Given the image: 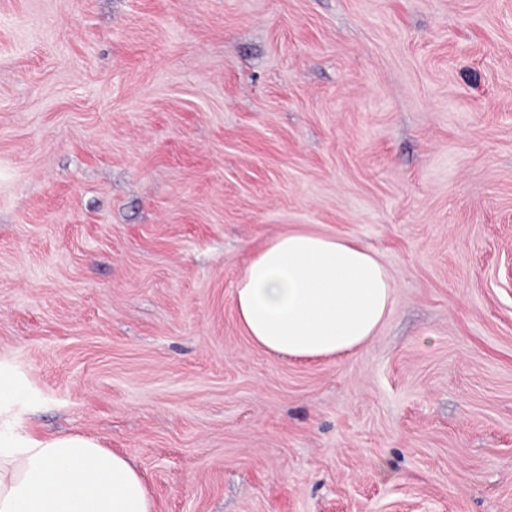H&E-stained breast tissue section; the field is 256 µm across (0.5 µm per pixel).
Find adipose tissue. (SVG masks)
I'll use <instances>...</instances> for the list:
<instances>
[{
  "mask_svg": "<svg viewBox=\"0 0 512 512\" xmlns=\"http://www.w3.org/2000/svg\"><path fill=\"white\" fill-rule=\"evenodd\" d=\"M259 349L297 360L367 346L392 305L387 269L367 248L302 229L269 239L234 288ZM0 512H154L145 479L92 438L0 434Z\"/></svg>",
  "mask_w": 512,
  "mask_h": 512,
  "instance_id": "adipose-tissue-1",
  "label": "adipose tissue"
}]
</instances>
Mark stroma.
<instances>
[{"label": "stroma", "mask_w": 512, "mask_h": 512, "mask_svg": "<svg viewBox=\"0 0 512 512\" xmlns=\"http://www.w3.org/2000/svg\"><path fill=\"white\" fill-rule=\"evenodd\" d=\"M293 227L389 272L366 348L241 330ZM0 370L155 512H512V0H0Z\"/></svg>", "instance_id": "1"}]
</instances>
